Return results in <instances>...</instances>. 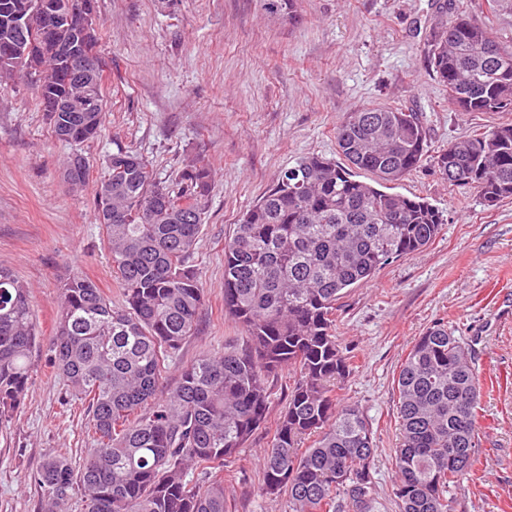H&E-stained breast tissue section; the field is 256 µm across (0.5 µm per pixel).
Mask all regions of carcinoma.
<instances>
[{
	"mask_svg": "<svg viewBox=\"0 0 512 512\" xmlns=\"http://www.w3.org/2000/svg\"><path fill=\"white\" fill-rule=\"evenodd\" d=\"M32 2L0 0V65L16 16H30L39 34ZM263 7L292 20L298 0ZM36 42L30 67L44 108L75 84L55 43ZM427 56L459 111L512 112V42L480 17L450 18L441 6ZM105 120L104 111L51 115L55 135L75 146L98 137ZM336 148L344 162L298 158L235 225L224 242V312L243 336L182 366L174 386L168 369L205 305L193 257L211 170L194 157L168 182L129 150L108 156L95 201L123 300L112 303L78 272L61 285L50 363L69 400L86 404L90 447L77 462L63 448L45 456L32 474L42 512H61L77 495L85 512H228L224 473L265 424L285 370L288 393L262 458L260 495L287 497L288 512H380L376 440L359 407L336 395L356 364L336 337L339 300L439 234L438 208L387 191L422 163L491 206L512 198V122L431 154L422 114L370 105L337 127ZM356 170L372 182L355 179ZM37 343L31 292L0 266V425L22 402ZM396 391L395 504L399 512H453L448 492L473 476L479 447L469 349L446 324L433 325L401 364Z\"/></svg>",
	"mask_w": 512,
	"mask_h": 512,
	"instance_id": "cac0c4a2",
	"label": "carcinoma"
}]
</instances>
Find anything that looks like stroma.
<instances>
[{
  "label": "stroma",
  "mask_w": 512,
  "mask_h": 512,
  "mask_svg": "<svg viewBox=\"0 0 512 512\" xmlns=\"http://www.w3.org/2000/svg\"><path fill=\"white\" fill-rule=\"evenodd\" d=\"M98 50L108 112L101 136L80 145L90 164L80 189L64 179L70 145L54 134L26 79L0 80V266L33 297L40 344L23 402L0 428V512H41L30 481L48 452L81 459L85 414L66 403L47 358L62 281L78 271L113 303L112 273L94 195L122 147L174 179L183 160L208 161L213 191L194 255L205 307L181 352L189 363L236 335L224 314V241L242 214L303 156L336 155V127L375 104L422 113L432 149L507 121L461 112L427 63L435 0H299L296 21L261 0H97ZM439 208L444 223L421 253L397 258L341 300L336 336L358 360L339 397L358 405L377 444L381 512H397L390 450L398 441L395 381L417 338L442 322L471 349L479 378L480 465L454 491L455 512H512V199L488 206L424 165L395 185ZM281 405L225 478L229 512H286L257 492L260 459Z\"/></svg>",
  "instance_id": "stroma-1"
}]
</instances>
